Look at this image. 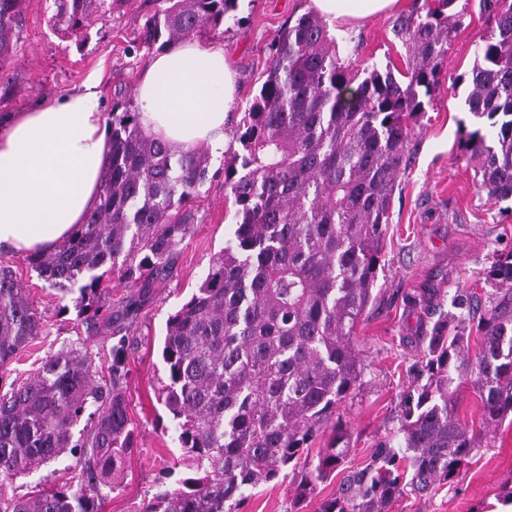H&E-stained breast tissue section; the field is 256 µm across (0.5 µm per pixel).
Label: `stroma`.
I'll return each mask as SVG.
<instances>
[{
	"mask_svg": "<svg viewBox=\"0 0 512 512\" xmlns=\"http://www.w3.org/2000/svg\"><path fill=\"white\" fill-rule=\"evenodd\" d=\"M425 0H403L399 15L373 17L351 27L331 22L342 59L405 70L407 52L393 29L398 17L410 16ZM310 0H239L237 22L222 35L202 37V44L223 47L236 73L237 95L224 129L227 144L210 150L209 179L193 203L197 222L178 246L169 268L146 293H131L117 276L106 280L113 300L131 297L135 311L119 321L110 336L90 335L76 309L65 308L58 293L38 277L26 256L0 253L42 314L45 329L26 353L12 362L8 380L23 379L42 358L76 343L90 351L98 377L117 381L126 395L137 446L125 462L118 489L101 486L103 512H138L140 504L180 477L184 451L174 434L171 414L159 395L167 380L161 348L165 325L200 284L212 257L232 237L234 207L224 184V163L241 146L234 131L264 80L267 46L285 20L297 19ZM153 0L132 4L109 15L89 31L84 42H64L49 19L52 0H25L16 54L0 72V113L23 112L39 103L83 91L94 83L104 121L114 104L136 98V82L152 56L144 49L128 54ZM494 27L490 0H466V12L448 48L439 83L408 133L406 163L398 178L390 222L384 227L382 261L369 305L357 328L355 348L364 366V384L343 401L308 447L316 457L336 430L348 432L349 452L335 476L317 484L312 497L292 500L293 470L253 489L238 512H317L336 493L349 471L371 461L375 444L390 436L403 400L420 384L425 325L454 310L458 291L477 292L478 308L458 310L465 321L479 319L500 299L485 271L499 254L512 250V199H489L481 186L476 159L465 150L466 137L480 130L486 144L497 141L498 126L469 112L467 96L477 46ZM122 346L126 361L112 372L111 350ZM459 421L478 437L468 466L452 482L427 494L405 493L389 512H494L512 491V415L488 425L470 384L455 392Z\"/></svg>",
	"mask_w": 512,
	"mask_h": 512,
	"instance_id": "1",
	"label": "stroma"
}]
</instances>
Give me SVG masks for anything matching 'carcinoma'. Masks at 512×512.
I'll return each mask as SVG.
<instances>
[{
	"label": "carcinoma",
	"instance_id": "carcinoma-1",
	"mask_svg": "<svg viewBox=\"0 0 512 512\" xmlns=\"http://www.w3.org/2000/svg\"><path fill=\"white\" fill-rule=\"evenodd\" d=\"M129 0H53L56 29L87 35ZM141 45L171 47L224 33L238 0H154ZM458 0H431L425 13L395 25L409 65L341 59L326 20L310 10L285 21L269 44L266 78L236 130L241 152L224 167L233 195L234 239L210 261L190 299L166 322L161 401L175 422L190 475L145 501L138 512H237L249 489L297 464L337 406L363 385L354 336L373 301L403 169L409 122L425 111L463 12ZM23 0H0V68L19 39ZM495 27L481 39L467 105L500 124L495 145L472 134L482 187L512 197V0H493ZM110 164L100 203L57 249L29 256L38 276L95 333L129 315L102 287L118 273L145 290L166 271L190 234V205L208 180V151L175 150L143 134L125 109L107 132ZM488 280L506 288L483 315L481 349L470 360L465 328L451 316L425 342L427 381L408 396L393 437L374 463L352 471L319 512H388L405 488L422 494L453 481L476 449L455 416L452 384L467 378L489 421L512 413V254ZM43 330L42 315L13 271L0 267V379ZM88 351L47 357L0 392V512H101V484H120L136 447L121 389L95 380ZM84 426H79L81 420ZM348 435L303 467L295 504L337 470ZM88 460L61 485L27 496L14 478L64 455Z\"/></svg>",
	"mask_w": 512,
	"mask_h": 512
}]
</instances>
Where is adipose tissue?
<instances>
[{
    "instance_id": "obj_1",
    "label": "adipose tissue",
    "mask_w": 512,
    "mask_h": 512,
    "mask_svg": "<svg viewBox=\"0 0 512 512\" xmlns=\"http://www.w3.org/2000/svg\"><path fill=\"white\" fill-rule=\"evenodd\" d=\"M326 20L357 21L401 0H310ZM235 97L234 73L218 47L187 41L155 56L136 85L139 124L177 149L217 148ZM109 163L92 93H76L0 122V252L42 253L69 239L99 201Z\"/></svg>"
}]
</instances>
